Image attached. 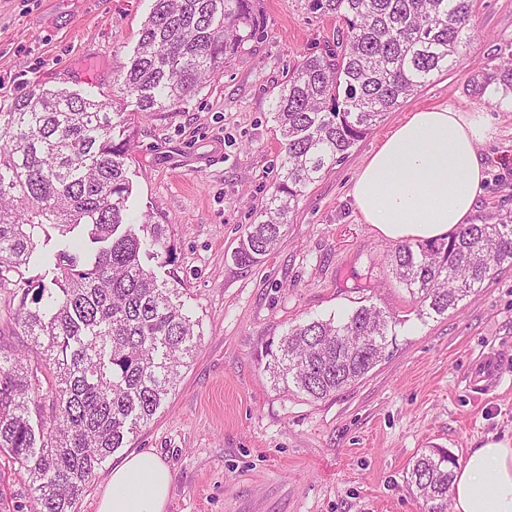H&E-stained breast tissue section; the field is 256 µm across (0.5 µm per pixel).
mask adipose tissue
<instances>
[{
	"instance_id": "obj_1",
	"label": "adipose tissue",
	"mask_w": 512,
	"mask_h": 512,
	"mask_svg": "<svg viewBox=\"0 0 512 512\" xmlns=\"http://www.w3.org/2000/svg\"><path fill=\"white\" fill-rule=\"evenodd\" d=\"M492 128L480 112L422 110L399 124L357 174L352 196L384 238L434 240L467 223L485 179L477 154ZM173 477L156 454L113 468L97 512H165ZM453 512H512V439L488 437L454 470Z\"/></svg>"
}]
</instances>
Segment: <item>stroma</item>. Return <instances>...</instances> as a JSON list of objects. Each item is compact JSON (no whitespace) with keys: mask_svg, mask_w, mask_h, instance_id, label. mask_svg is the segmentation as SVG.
<instances>
[{"mask_svg":"<svg viewBox=\"0 0 512 512\" xmlns=\"http://www.w3.org/2000/svg\"><path fill=\"white\" fill-rule=\"evenodd\" d=\"M154 0H0V111L42 86L110 90ZM261 36L190 101L167 112L125 106L133 214L168 227L177 284L202 335L149 424L98 470L78 512H97L112 469L149 451L173 476L166 512H424L405 473L416 454L457 459L488 436L512 437V375L472 385L485 356L512 359V265L444 314L419 315L391 273V240L362 222L360 167L411 113L483 112L486 179L471 223L512 215V0H474V36L454 69L388 113L299 197L278 247L245 267L234 253L274 190L281 135L273 102L292 67L336 40L337 21L307 0H259ZM374 305L392 320L386 355L323 399L273 380L270 353L290 327Z\"/></svg>","mask_w":512,"mask_h":512,"instance_id":"stroma-1","label":"stroma"}]
</instances>
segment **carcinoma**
<instances>
[{
  "label": "carcinoma",
  "instance_id": "1",
  "mask_svg": "<svg viewBox=\"0 0 512 512\" xmlns=\"http://www.w3.org/2000/svg\"><path fill=\"white\" fill-rule=\"evenodd\" d=\"M258 0H154L110 92L33 88L0 112V291L43 350L44 366L0 340V457L29 480L31 512H77L96 471L147 424L172 390L201 320L141 255L171 261L166 225L129 221L134 145L124 99L174 110L224 73L261 34ZM341 21L336 49L304 57L273 104L282 141L274 191L236 251L271 254L298 198L387 113L460 62L472 0H307ZM56 232L51 249L43 245ZM512 264V216L463 224L441 242L402 241L391 270L419 314H442ZM391 320L373 305L312 320L281 337L273 373L321 399L385 356ZM53 380L49 403L39 400ZM456 459L418 454L407 484L425 512H448Z\"/></svg>",
  "mask_w": 512,
  "mask_h": 512
}]
</instances>
